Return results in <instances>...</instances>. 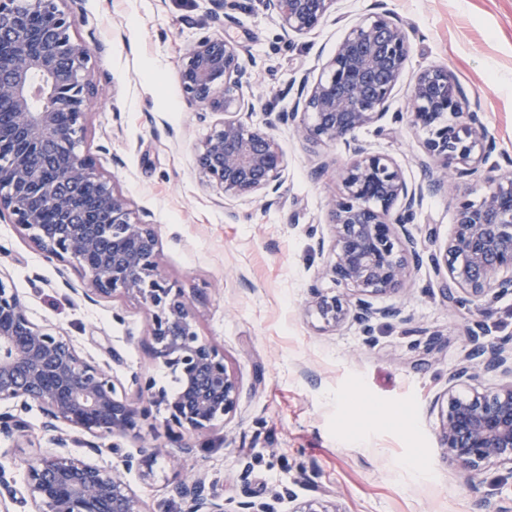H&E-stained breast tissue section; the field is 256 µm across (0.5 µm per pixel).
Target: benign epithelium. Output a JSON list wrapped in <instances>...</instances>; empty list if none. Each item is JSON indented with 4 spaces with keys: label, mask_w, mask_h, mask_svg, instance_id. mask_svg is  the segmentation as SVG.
<instances>
[{
    "label": "benign epithelium",
    "mask_w": 512,
    "mask_h": 512,
    "mask_svg": "<svg viewBox=\"0 0 512 512\" xmlns=\"http://www.w3.org/2000/svg\"><path fill=\"white\" fill-rule=\"evenodd\" d=\"M258 2L290 36L318 27L335 0ZM211 3L216 21L232 20L238 7V0ZM80 7V0H26L21 9L18 0H0V147H11L8 162L0 163V219L26 231L47 262L73 269L85 297L139 301L149 313L152 355L179 375L180 388L169 392L153 377L135 374L137 396H118L110 369L82 356L56 325L32 322L23 296L0 278V405L37 406L56 447L26 461L22 491L0 468V501L25 505L27 512H146L126 473L154 479L158 460L179 464L167 449L129 457L121 469L58 449L72 442L98 456L114 454L116 440L141 436L161 409L171 443L187 451L186 437L235 412L240 383L224 352L200 339L193 302L161 274L152 225L79 150L93 95L91 50L71 33ZM409 50L404 29L389 14L369 15L347 30L313 85L299 83L291 111L265 113L267 127L290 124L313 144L341 140L352 155L330 210L326 275L352 288L354 299L311 286L310 307L326 328L350 322L372 336L374 320L400 311L376 309L370 298L400 289L410 267L426 262L446 270L444 294L453 307H487L512 293V161L493 159L495 141L447 69H423L412 88L409 115L425 134L421 164L432 173V190L479 173L484 191L477 200H458L455 231L444 249L418 246L410 230L422 189L409 186L391 158L368 153L353 136L363 127L384 130ZM178 73L190 103L224 116L195 147L202 184L222 198L277 195L285 169L281 146L240 118L248 106L243 89L250 86L242 46L205 36L186 49ZM481 372L512 377V347L477 343L448 378L439 439L448 460L472 482L488 462L512 466V380L484 390L472 385ZM30 432L24 418L0 412V435L21 440ZM174 491L187 503L184 512H224L202 476L184 478ZM277 500L275 494L245 500L237 512H276ZM292 512L339 510L311 498Z\"/></svg>",
    "instance_id": "1"
}]
</instances>
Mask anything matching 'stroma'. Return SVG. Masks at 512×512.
Masks as SVG:
<instances>
[{
  "instance_id": "obj_1",
  "label": "stroma",
  "mask_w": 512,
  "mask_h": 512,
  "mask_svg": "<svg viewBox=\"0 0 512 512\" xmlns=\"http://www.w3.org/2000/svg\"><path fill=\"white\" fill-rule=\"evenodd\" d=\"M83 8L73 33L91 49L93 97L81 148L152 223L163 276L193 299L199 335L223 351L241 385L235 413L193 440L180 468L163 466L149 482L128 474L148 512H184L174 488L187 473L204 474L226 512L274 494L277 512L314 496L338 512H474L481 494L512 507V468L489 466L475 491L449 464L436 405L472 347L466 326L478 325L486 343L512 339V294L483 313L448 307L443 278L426 263L402 289L373 297L375 308L400 314L378 320L372 338L352 324L323 328L306 307L310 286L339 295L346 288L323 275L328 257L307 227L332 233L329 210L348 160L343 143L315 145L292 126L273 127L286 159L279 199L218 198L200 185L194 157L217 118L199 119L178 80L180 60L199 38L237 42L252 73L247 93L257 98L245 120L260 127L265 108L291 111L290 85L317 78L349 25L391 12L409 36V59L385 132L370 126L354 136L423 187L411 230L422 246L441 249L454 231L457 198L476 197L480 184L429 190L419 163L423 134L407 115L412 87L422 69L447 67L478 102L498 152L512 157V0H337L319 27L291 38L256 0H240L224 25L212 20L211 0H83ZM0 279L24 295L33 322L53 323L84 356L108 364L118 393L134 395L136 373L175 389L173 373L149 352L146 309L72 293L58 265L6 220ZM25 418L29 440L0 436V468L19 482L23 460L48 445L39 410Z\"/></svg>"
}]
</instances>
